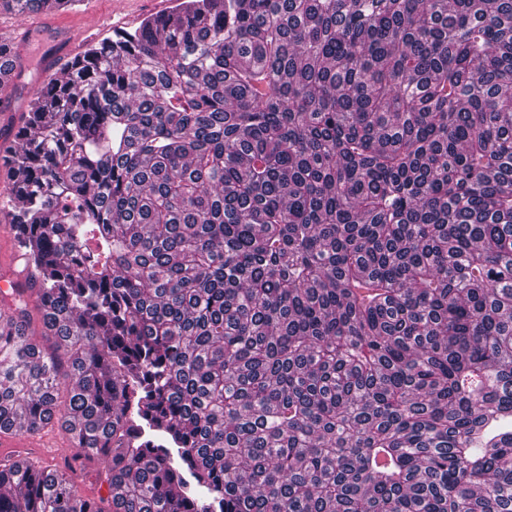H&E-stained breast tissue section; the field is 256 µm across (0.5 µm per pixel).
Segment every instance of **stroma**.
I'll return each instance as SVG.
<instances>
[{"instance_id":"stroma-1","label":"stroma","mask_w":512,"mask_h":512,"mask_svg":"<svg viewBox=\"0 0 512 512\" xmlns=\"http://www.w3.org/2000/svg\"><path fill=\"white\" fill-rule=\"evenodd\" d=\"M175 6L176 0H76L63 16L39 12L20 19L0 12V25L9 28L21 25L36 31L30 41L15 46L18 60L26 65L22 81L8 80L0 84V145L8 151L16 147V130L25 123L24 104L43 83L38 53L43 32L56 26L67 27L80 35L82 44L98 43L110 38L115 30L134 29L145 18L167 14Z\"/></svg>"}]
</instances>
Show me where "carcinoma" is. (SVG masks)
<instances>
[{
	"instance_id": "cac0c4a2",
	"label": "carcinoma",
	"mask_w": 512,
	"mask_h": 512,
	"mask_svg": "<svg viewBox=\"0 0 512 512\" xmlns=\"http://www.w3.org/2000/svg\"><path fill=\"white\" fill-rule=\"evenodd\" d=\"M19 136L0 512H512V0H182ZM43 434L44 432L36 436H30L26 433L20 432L16 435V437L21 438L24 441L25 445L27 446L26 448L23 449H28L29 452H33L35 455H37L35 450L36 447L33 446L32 443L37 442L42 437ZM16 437L13 435L0 434V467L2 464L8 463L10 459L12 461L15 460V457H13V453H10L12 448H22L21 442Z\"/></svg>"
}]
</instances>
